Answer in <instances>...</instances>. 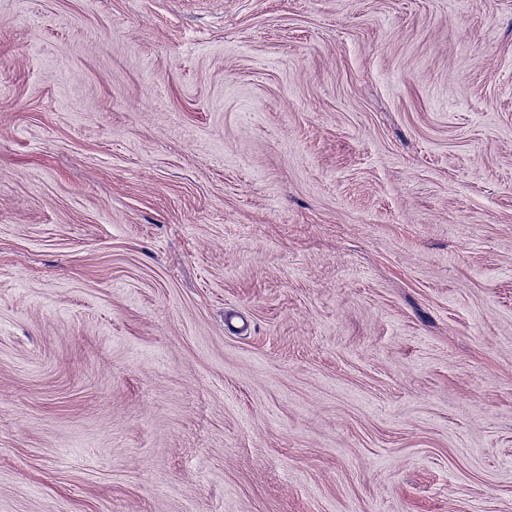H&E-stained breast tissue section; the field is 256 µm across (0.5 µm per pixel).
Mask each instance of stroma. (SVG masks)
Segmentation results:
<instances>
[{
    "instance_id": "35a3bbf8",
    "label": "stroma",
    "mask_w": 512,
    "mask_h": 512,
    "mask_svg": "<svg viewBox=\"0 0 512 512\" xmlns=\"http://www.w3.org/2000/svg\"><path fill=\"white\" fill-rule=\"evenodd\" d=\"M0 512H512V0H0Z\"/></svg>"
}]
</instances>
